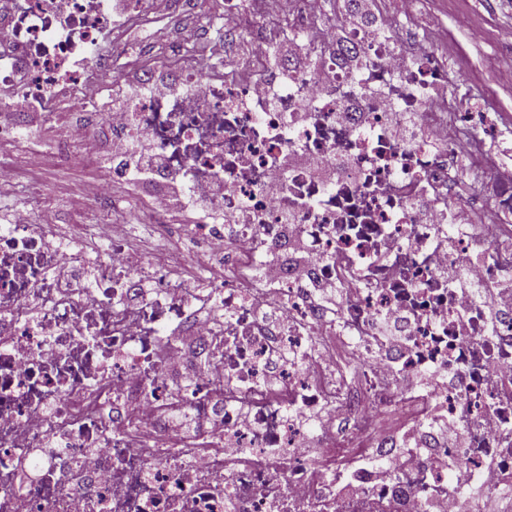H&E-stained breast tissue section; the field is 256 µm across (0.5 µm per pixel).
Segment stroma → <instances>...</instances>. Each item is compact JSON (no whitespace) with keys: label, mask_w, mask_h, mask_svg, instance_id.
Listing matches in <instances>:
<instances>
[{"label":"stroma","mask_w":512,"mask_h":512,"mask_svg":"<svg viewBox=\"0 0 512 512\" xmlns=\"http://www.w3.org/2000/svg\"><path fill=\"white\" fill-rule=\"evenodd\" d=\"M224 0H173L171 17L140 28L121 30L116 41L125 47L117 56V67L148 69L167 65L173 45L199 46L212 31ZM421 15L438 24L448 36V91L458 101L483 100L488 112L512 113V86L499 74L512 66V0H424ZM62 133L55 119H43L33 145L45 162L31 173L20 162L23 150L15 142L0 143V163L12 168L14 184L0 188V211L33 214L34 206L23 193L24 183L38 178L59 212L60 230L73 243L93 240L95 230L85 217L64 208L71 192L86 179L107 175L97 158H85L73 166L56 161V142Z\"/></svg>","instance_id":"1"}]
</instances>
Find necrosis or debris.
<instances>
[{
    "label": "necrosis or debris",
    "mask_w": 512,
    "mask_h": 512,
    "mask_svg": "<svg viewBox=\"0 0 512 512\" xmlns=\"http://www.w3.org/2000/svg\"><path fill=\"white\" fill-rule=\"evenodd\" d=\"M8 2L0 109L70 114L69 146L148 139L163 159L154 178L223 191L192 230V260H133L112 181L143 177L114 163L76 196L99 219L92 262L26 185L41 222L0 226V512H468L481 491L512 512V176L497 177L480 137L512 124L442 95V29L410 37L379 8L380 30L348 24L340 38L315 0H256L287 21L310 71L284 81L291 61L270 64L257 32L242 59L206 68L184 53L179 92L145 70L141 93L109 112L114 28L171 0H127L120 21L109 0ZM401 112L422 129L409 148ZM69 146L60 161L81 162ZM465 153L495 177L490 205L455 197ZM287 154L301 161L270 189ZM328 165L329 184L314 174ZM216 251L233 275L181 284L186 263L206 270ZM462 268L487 302L457 286ZM326 284L338 315L312 300ZM201 306L214 320H195ZM177 363L197 367L192 384L174 382ZM174 408L198 434L173 435Z\"/></svg>",
    "instance_id": "4bbe7bcc"
}]
</instances>
